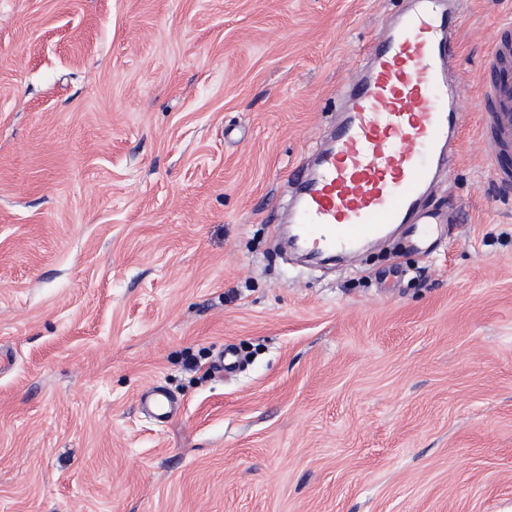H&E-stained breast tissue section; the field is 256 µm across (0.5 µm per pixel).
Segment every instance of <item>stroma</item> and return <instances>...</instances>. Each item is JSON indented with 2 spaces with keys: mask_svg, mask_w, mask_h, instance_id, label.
I'll return each instance as SVG.
<instances>
[{
  "mask_svg": "<svg viewBox=\"0 0 512 512\" xmlns=\"http://www.w3.org/2000/svg\"><path fill=\"white\" fill-rule=\"evenodd\" d=\"M398 7L0 0V512H512V190L478 129L512 0L464 3L436 251L276 237ZM140 405L158 423L171 421L177 411V403L167 391L154 386L149 387L140 398Z\"/></svg>",
  "mask_w": 512,
  "mask_h": 512,
  "instance_id": "1",
  "label": "stroma"
}]
</instances>
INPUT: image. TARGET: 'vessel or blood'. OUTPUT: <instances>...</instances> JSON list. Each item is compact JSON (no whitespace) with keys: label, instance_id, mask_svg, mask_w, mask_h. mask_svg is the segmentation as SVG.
<instances>
[{"label":"vessel or blood","instance_id":"vessel-or-blood-1","mask_svg":"<svg viewBox=\"0 0 512 512\" xmlns=\"http://www.w3.org/2000/svg\"><path fill=\"white\" fill-rule=\"evenodd\" d=\"M386 23L340 93L336 123L320 149L288 176V221L313 253L355 257L359 244L408 226L411 246L429 250L437 215L422 198L449 176L463 115L452 79L463 0H407ZM481 93L482 133L495 181L512 186V25L493 44ZM140 404L159 423L173 396L148 388Z\"/></svg>","mask_w":512,"mask_h":512}]
</instances>
